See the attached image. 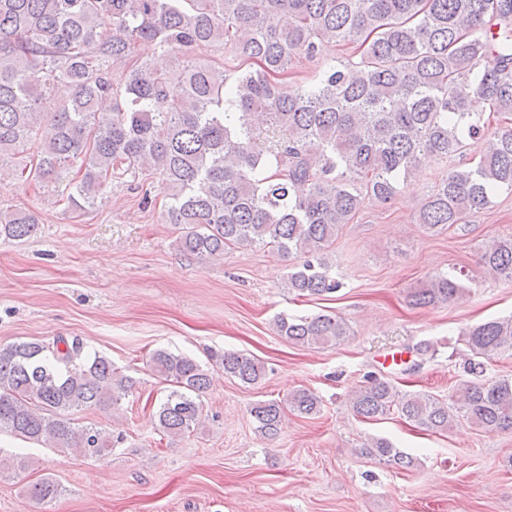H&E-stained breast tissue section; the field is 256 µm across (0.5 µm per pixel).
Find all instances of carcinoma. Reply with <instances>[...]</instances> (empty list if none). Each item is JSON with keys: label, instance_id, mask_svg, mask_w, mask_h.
<instances>
[{"label": "carcinoma", "instance_id": "obj_1", "mask_svg": "<svg viewBox=\"0 0 512 512\" xmlns=\"http://www.w3.org/2000/svg\"><path fill=\"white\" fill-rule=\"evenodd\" d=\"M147 42L174 69L135 62L124 82L112 79L135 46ZM329 44L357 45L360 59L327 64L320 81L285 82L298 58L316 60ZM237 64L201 60L211 49ZM177 80L182 93L172 98ZM484 99L502 119L489 129L470 109ZM108 98V112L97 109ZM484 143L469 167L451 165L427 195L419 223L431 233L462 224L512 191V0H0V172L34 147L20 168L35 182L76 170L68 205L84 211L105 203L112 181L141 188L157 175L168 224L183 226L178 250L188 258H222L231 246L299 253L288 273L299 296L341 288L327 249L367 200L391 201L426 161H453L467 142ZM30 210L0 209V237L36 234ZM481 263L512 280V238L492 241ZM464 271L438 273L409 293L416 307L463 300ZM280 335L302 345L340 342L346 323L330 315L280 318ZM452 402L401 391L370 374L352 399L367 419L392 413L427 431L466 423L485 432L512 429V377L484 378V361L512 351V315L472 326ZM173 389L158 405L159 431L170 437L201 422L209 371L167 350L150 357ZM224 375L258 384L264 365L240 352L221 357ZM135 385L104 355L86 354L60 336L52 345H0V431L90 456L115 441L63 413L117 405ZM309 389L286 403H255L256 432L274 438L285 411L320 412ZM362 453L409 469L417 459L384 438ZM63 487L45 477L30 488L38 502Z\"/></svg>", "mask_w": 512, "mask_h": 512}]
</instances>
